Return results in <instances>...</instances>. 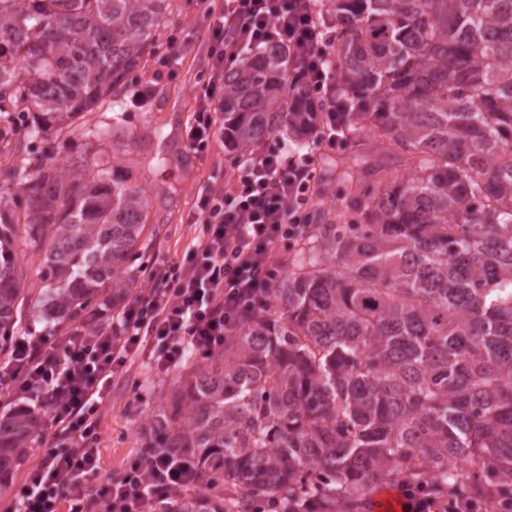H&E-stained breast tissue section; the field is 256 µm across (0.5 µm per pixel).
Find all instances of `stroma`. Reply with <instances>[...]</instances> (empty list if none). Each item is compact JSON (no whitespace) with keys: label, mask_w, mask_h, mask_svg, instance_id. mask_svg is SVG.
<instances>
[{"label":"stroma","mask_w":512,"mask_h":512,"mask_svg":"<svg viewBox=\"0 0 512 512\" xmlns=\"http://www.w3.org/2000/svg\"><path fill=\"white\" fill-rule=\"evenodd\" d=\"M207 24L203 0H171L157 32L159 41L176 35L182 56L173 72L153 83L147 97L137 95L134 83H126L116 96H106L91 111L80 113L66 123L40 130L25 128L14 132L0 117V173L13 169L31 173L39 168L63 167L77 156L107 163L117 180L131 179L150 200L149 216L142 233L146 257L160 253L183 259L199 225L191 215L199 190L207 183L228 178L236 153L223 140H216L204 156H196L186 146L185 129L192 118L195 98L202 83ZM271 142L283 145V154L312 155L316 178L310 198L343 202L350 184L322 163L331 153L350 152L345 140L335 149L316 148L309 135L280 132ZM23 269L24 303L18 328L44 335L68 328L69 317L49 315L36 305L44 268L42 251L18 244ZM179 368L158 375L147 366L135 367L133 375L140 389L113 388L102 409L100 441L101 467L105 474L117 475L141 454L140 429L159 400L173 388Z\"/></svg>","instance_id":"1"}]
</instances>
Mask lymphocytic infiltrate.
Listing matches in <instances>:
<instances>
[{"label":"lymphocytic infiltrate","mask_w":512,"mask_h":512,"mask_svg":"<svg viewBox=\"0 0 512 512\" xmlns=\"http://www.w3.org/2000/svg\"><path fill=\"white\" fill-rule=\"evenodd\" d=\"M208 64L188 148L207 152L224 109V75L247 53L265 46L287 49L292 88L323 125L312 130L316 146L335 147L346 105L336 95L330 39L316 0H224L208 5ZM224 186L199 192L193 223L200 234L177 261L153 256L150 286L106 318L90 319L48 335L25 331L0 355V406L37 411L43 422L42 458L26 474L0 512H144L149 498L174 501L198 484L184 453L164 450L130 461L123 475L101 473L102 404L139 360L158 374L187 358L221 350L240 319L268 304L285 266L279 246L308 237L313 227L301 214L315 174L308 162L259 145L236 158ZM411 512H512V499L493 491L469 494L439 485L403 484Z\"/></svg>","instance_id":"lymphocytic-infiltrate-1"}]
</instances>
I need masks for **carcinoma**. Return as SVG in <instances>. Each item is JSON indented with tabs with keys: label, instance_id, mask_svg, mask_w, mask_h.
<instances>
[{
	"label": "carcinoma",
	"instance_id": "1",
	"mask_svg": "<svg viewBox=\"0 0 512 512\" xmlns=\"http://www.w3.org/2000/svg\"><path fill=\"white\" fill-rule=\"evenodd\" d=\"M338 26L337 133L323 162L350 199L316 210L268 306L193 360L141 445L175 448L199 492L173 512H360L375 482L512 493V0H326ZM170 0H0V113L32 125L96 105L154 46ZM264 49L224 76V137L244 154L320 117ZM370 129L412 166L355 178ZM87 158L20 184L42 281L77 319L134 280L150 201ZM14 211L0 207V351L20 305ZM0 421V465L37 437Z\"/></svg>",
	"mask_w": 512,
	"mask_h": 512
}]
</instances>
